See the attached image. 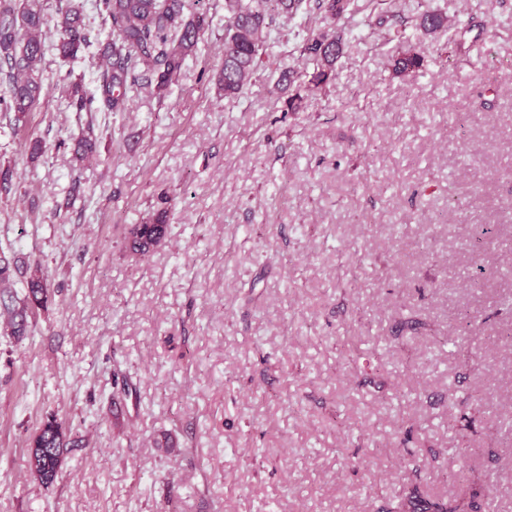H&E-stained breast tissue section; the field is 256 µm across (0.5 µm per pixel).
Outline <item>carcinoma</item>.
<instances>
[{"label": "carcinoma", "mask_w": 512, "mask_h": 512, "mask_svg": "<svg viewBox=\"0 0 512 512\" xmlns=\"http://www.w3.org/2000/svg\"><path fill=\"white\" fill-rule=\"evenodd\" d=\"M303 0H224V65L218 84L224 98L234 99L256 79L262 61V35L280 17L293 18ZM112 40L102 49L105 69L97 93L85 95L78 83L70 86L73 104L80 111L126 112L129 86L135 82L138 68L154 77V89L161 97L179 82L185 60L196 53L209 22L202 13H187L188 0H101ZM355 0H317L324 19L339 22L356 10ZM44 18L40 0H0V85L7 86L0 104L14 113L15 123L25 120L39 103L43 87L39 64L44 49ZM448 25V17L435 11L419 16L418 27L435 34ZM55 49L66 62L76 59L86 44L82 6L67 0L56 23ZM342 52L341 39L334 34L318 33L306 39L300 55L314 64L306 85L310 95L320 92L332 76L336 59ZM422 65V58L406 53L395 61V71L409 74ZM96 151L93 131L76 143L75 158L82 160ZM166 215L161 212L153 224H137L130 230L131 250L146 256L168 234ZM48 301V288L40 268L27 280V294L17 307L0 299V319L15 336L26 332V311L42 308ZM65 433L57 419H47L32 440L30 465L44 484L52 483L61 465ZM411 512H480L474 500L458 495L454 504L430 499L411 502Z\"/></svg>", "instance_id": "1"}]
</instances>
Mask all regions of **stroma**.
I'll list each match as a JSON object with an SVG mask.
<instances>
[{
	"instance_id": "1",
	"label": "stroma",
	"mask_w": 512,
	"mask_h": 512,
	"mask_svg": "<svg viewBox=\"0 0 512 512\" xmlns=\"http://www.w3.org/2000/svg\"><path fill=\"white\" fill-rule=\"evenodd\" d=\"M41 4L40 104L0 109V253L16 298L29 267L49 292L24 335L0 329V512H376L461 488L512 512V0H358L336 24L305 0L234 100L224 0H203L179 83L160 98L138 72L125 112L68 94L99 83L100 0L71 62L66 0ZM332 31L306 95L300 48ZM408 52L421 67L396 74ZM161 210L166 241L134 255ZM51 416L72 445L44 484L29 449ZM78 1L68 0L56 23L58 39L55 49L66 62L75 60L86 44L82 6ZM342 52L340 37L334 34L318 33L306 39L300 55L306 62H312L314 72L305 86L310 95H316L326 85L332 76L336 59Z\"/></svg>"
}]
</instances>
